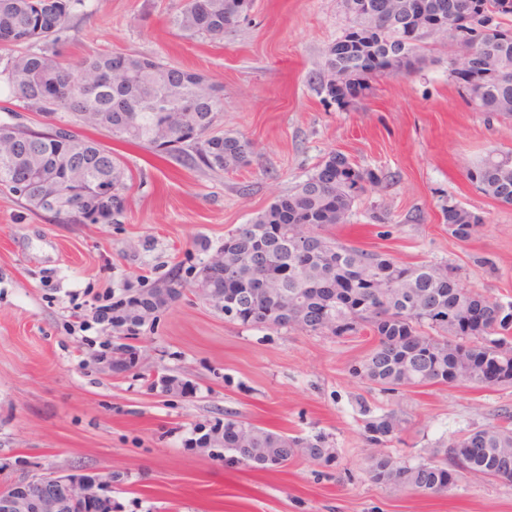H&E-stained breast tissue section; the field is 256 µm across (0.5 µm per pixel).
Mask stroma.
<instances>
[{"label":"stroma","mask_w":512,"mask_h":512,"mask_svg":"<svg viewBox=\"0 0 512 512\" xmlns=\"http://www.w3.org/2000/svg\"><path fill=\"white\" fill-rule=\"evenodd\" d=\"M183 2L83 0L55 48L72 61L135 52L204 74L224 87L217 128L254 153L213 172L92 132L133 176L123 215L108 224H69L0 193V490L53 471L111 480L112 512H512L502 479L469 475L434 495L371 481L359 409L395 412L403 430L387 449L416 463L441 440L498 424L512 387L383 393L350 372L372 336L245 327L192 288L229 232L339 151L385 182L330 235L403 263L448 264L461 287L512 302V206L466 178L490 152L512 149V122L467 104L448 77L455 48L434 40L418 70L371 79L338 107L312 74L349 25L341 0H254L220 41L181 35L172 19ZM456 202L487 218L467 242L445 222ZM175 281L184 292L129 341L137 367L112 372L99 350L117 333L93 323L94 297ZM228 414L323 435L339 462L300 457L267 471L189 447Z\"/></svg>","instance_id":"1"}]
</instances>
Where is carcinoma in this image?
<instances>
[{"instance_id": "cac0c4a2", "label": "carcinoma", "mask_w": 512, "mask_h": 512, "mask_svg": "<svg viewBox=\"0 0 512 512\" xmlns=\"http://www.w3.org/2000/svg\"><path fill=\"white\" fill-rule=\"evenodd\" d=\"M83 0H0V47L37 46L0 56V77L30 112L57 116L56 139L23 124L0 123V191L31 210L77 211L115 220L124 212L132 174L113 149L77 127L106 132L183 164L227 171L250 161L253 145L231 133H213L224 108V87L203 74L135 53H91L73 65L54 49ZM353 25L329 46L315 80L319 92L346 106L374 74L420 67L427 40L458 48L469 79L460 84L480 112L512 117V39H479L495 15H512L505 0H342ZM253 0H186L175 17L183 36L224 39L247 18ZM441 17L437 30L428 20ZM97 78L94 83L84 76ZM485 196L512 206V150L493 152L467 168ZM383 179L354 167L341 152L325 156L292 190L224 237L229 279L213 286L224 318L251 328H293L342 338L367 330L372 348L353 376L386 393L446 385L489 387L482 363L500 347L498 361L512 385V303L459 287L441 264H404L344 244L326 229L345 224L355 202L379 190ZM448 231L461 242L475 237L482 215L458 204L445 209ZM144 290L127 289L112 313V328L134 337L143 325L134 302ZM367 475L395 492L444 493L460 474L512 480V413L502 424L477 428L442 444L428 460L410 464L381 445L402 430L394 414L362 408ZM473 448L484 453L475 455ZM224 452L247 467L269 469L296 457L332 465L337 452L323 436L298 438L259 427L240 415L224 417Z\"/></svg>"}]
</instances>
